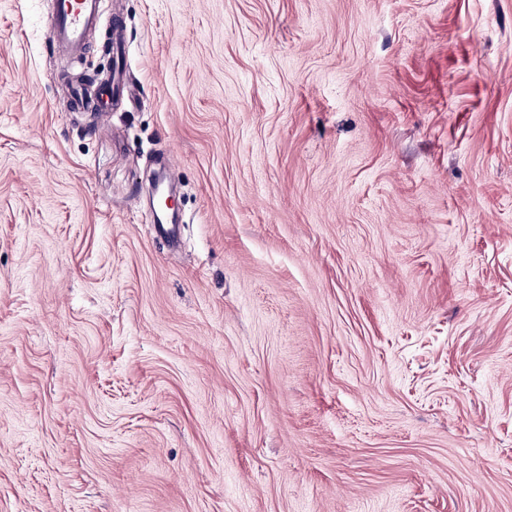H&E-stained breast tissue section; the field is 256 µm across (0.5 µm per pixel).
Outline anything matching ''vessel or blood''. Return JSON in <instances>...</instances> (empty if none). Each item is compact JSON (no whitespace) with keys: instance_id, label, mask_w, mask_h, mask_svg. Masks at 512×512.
<instances>
[{"instance_id":"obj_1","label":"vessel or blood","mask_w":512,"mask_h":512,"mask_svg":"<svg viewBox=\"0 0 512 512\" xmlns=\"http://www.w3.org/2000/svg\"><path fill=\"white\" fill-rule=\"evenodd\" d=\"M103 24L100 0H54L47 23V43L53 50L82 53L88 35ZM115 87L112 81L99 84L95 97H88L83 90H76L73 102L77 108H90L100 112L112 109Z\"/></svg>"}]
</instances>
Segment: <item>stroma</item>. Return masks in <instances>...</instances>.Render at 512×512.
<instances>
[{"instance_id": "obj_1", "label": "stroma", "mask_w": 512, "mask_h": 512, "mask_svg": "<svg viewBox=\"0 0 512 512\" xmlns=\"http://www.w3.org/2000/svg\"><path fill=\"white\" fill-rule=\"evenodd\" d=\"M49 3L0 0V512H512V0H103L76 63ZM115 93L112 75L98 85L97 94L94 98L86 96L82 89H77L73 95L74 105L79 109H95L98 112H111L112 100Z\"/></svg>"}]
</instances>
